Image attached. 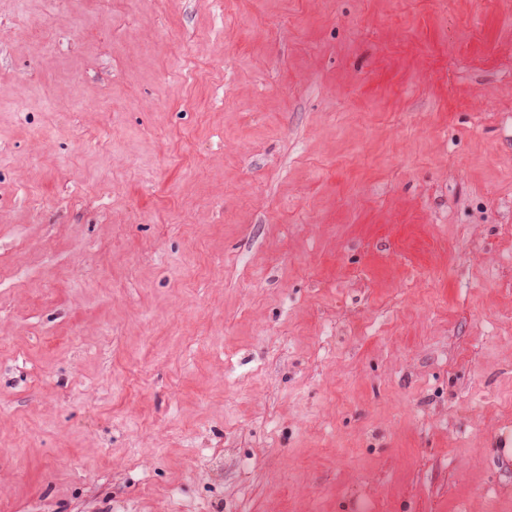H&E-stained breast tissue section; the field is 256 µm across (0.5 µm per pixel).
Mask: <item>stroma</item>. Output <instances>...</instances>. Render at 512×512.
<instances>
[{
    "mask_svg": "<svg viewBox=\"0 0 512 512\" xmlns=\"http://www.w3.org/2000/svg\"><path fill=\"white\" fill-rule=\"evenodd\" d=\"M505 437L512 0H0V512H512Z\"/></svg>",
    "mask_w": 512,
    "mask_h": 512,
    "instance_id": "35a3bbf8",
    "label": "stroma"
}]
</instances>
